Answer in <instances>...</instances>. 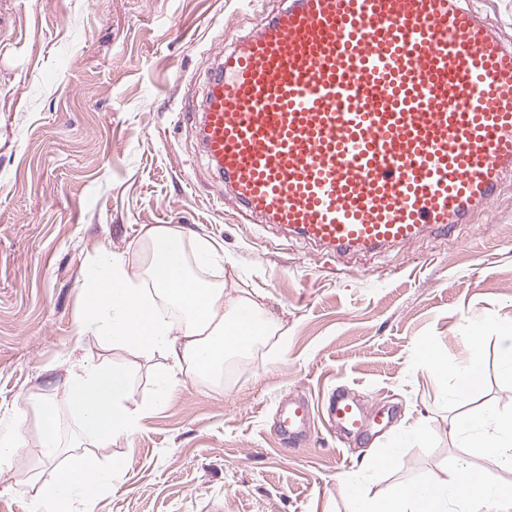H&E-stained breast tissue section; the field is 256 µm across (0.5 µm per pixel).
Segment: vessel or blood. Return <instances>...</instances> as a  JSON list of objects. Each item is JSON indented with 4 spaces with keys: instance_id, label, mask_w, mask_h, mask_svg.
Listing matches in <instances>:
<instances>
[{
    "instance_id": "b4317fda",
    "label": "vessel or blood",
    "mask_w": 512,
    "mask_h": 512,
    "mask_svg": "<svg viewBox=\"0 0 512 512\" xmlns=\"http://www.w3.org/2000/svg\"><path fill=\"white\" fill-rule=\"evenodd\" d=\"M178 118L252 221L365 256L489 207L512 174V49L460 0H284ZM325 411L351 437L368 422L344 393ZM309 414L280 406L281 434Z\"/></svg>"
}]
</instances>
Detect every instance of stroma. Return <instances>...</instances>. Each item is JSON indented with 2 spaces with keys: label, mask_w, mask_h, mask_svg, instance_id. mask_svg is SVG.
Instances as JSON below:
<instances>
[{
  "label": "stroma",
  "mask_w": 512,
  "mask_h": 512,
  "mask_svg": "<svg viewBox=\"0 0 512 512\" xmlns=\"http://www.w3.org/2000/svg\"><path fill=\"white\" fill-rule=\"evenodd\" d=\"M279 0H0V418L62 386L71 361H123L136 402L155 398L161 358L75 342L80 285L105 253L132 256L142 228L181 227L224 249L227 283L259 289L287 332L238 356L221 386L187 384L130 437L95 446L69 412L55 466L36 432L0 468V512H32L40 485L72 455L124 468L82 512H349V486L385 494L422 472L483 467L453 426L512 410L497 329L512 325V179L474 223L360 258H330L241 216L189 125L225 49ZM485 324L484 380L467 401L418 356L448 367ZM347 389L386 421L357 439L323 405ZM302 398L292 443L276 409ZM428 437L414 435L418 425ZM398 466L377 469L383 451Z\"/></svg>",
  "instance_id": "obj_1"
}]
</instances>
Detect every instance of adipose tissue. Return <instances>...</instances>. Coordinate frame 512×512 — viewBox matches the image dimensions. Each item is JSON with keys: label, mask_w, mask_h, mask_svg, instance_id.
<instances>
[{"label": "adipose tissue", "mask_w": 512, "mask_h": 512, "mask_svg": "<svg viewBox=\"0 0 512 512\" xmlns=\"http://www.w3.org/2000/svg\"><path fill=\"white\" fill-rule=\"evenodd\" d=\"M136 263L104 255L81 284L84 313L78 338L129 353L160 356L156 397L133 399V373L121 362L73 360L64 395L42 391L24 396L8 420H0V463L11 462L22 447L29 425H36L43 462L60 454V416L69 409L84 435L109 442L133 434L141 420L170 401L187 383L221 378L224 358L275 335L279 323L267 315L256 290L227 289L208 273L221 266L224 253L210 242L187 247L182 229L153 226L140 234ZM469 361L448 369L436 348L422 358L440 376H451L452 393L466 399L482 384V336L472 330ZM456 435L480 449L482 469H459L448 477L421 475L391 493L375 496L361 486L350 492L351 512H512V484L498 473L512 470V414L487 407L480 415L460 418ZM122 468L96 466L88 457L72 458L65 470L39 494L34 512H77L79 503L96 497Z\"/></svg>", "instance_id": "obj_1"}]
</instances>
